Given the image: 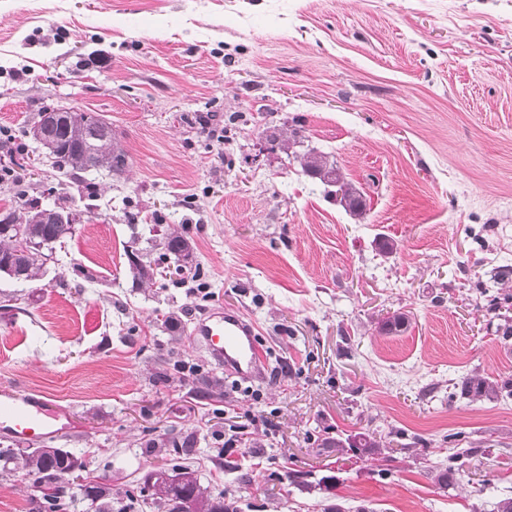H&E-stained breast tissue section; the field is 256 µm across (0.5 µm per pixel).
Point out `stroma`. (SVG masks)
Masks as SVG:
<instances>
[{
    "label": "stroma",
    "instance_id": "obj_1",
    "mask_svg": "<svg viewBox=\"0 0 512 512\" xmlns=\"http://www.w3.org/2000/svg\"><path fill=\"white\" fill-rule=\"evenodd\" d=\"M48 107L92 111L128 154L120 175H62L28 131ZM241 120L218 143L229 115ZM329 153L366 203L282 150ZM27 205L81 222L41 280L0 273V388L44 395L69 432L47 445L125 491L167 466L172 440L240 512H496L512 497V396H451L512 380V0H0V164ZM209 300L183 277L143 283L128 255L172 231ZM221 307L256 326L270 371L251 396L195 347ZM405 314V328L381 331ZM271 420L225 471L224 405ZM370 432L390 456L327 448ZM470 451L451 488L433 473ZM332 477L329 487L321 478ZM22 469H0V512H38ZM453 389L455 395H467L495 401L501 395L503 387L499 386L496 381L471 375L464 377L459 383H455Z\"/></svg>",
    "mask_w": 512,
    "mask_h": 512
}]
</instances>
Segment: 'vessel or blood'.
<instances>
[{"label": "vessel or blood", "instance_id": "obj_1", "mask_svg": "<svg viewBox=\"0 0 512 512\" xmlns=\"http://www.w3.org/2000/svg\"><path fill=\"white\" fill-rule=\"evenodd\" d=\"M191 339L229 375L245 381L263 378L268 367L255 325L241 315L216 309L195 323ZM68 415L41 396L16 389L0 390V430L33 444L69 430Z\"/></svg>", "mask_w": 512, "mask_h": 512}]
</instances>
